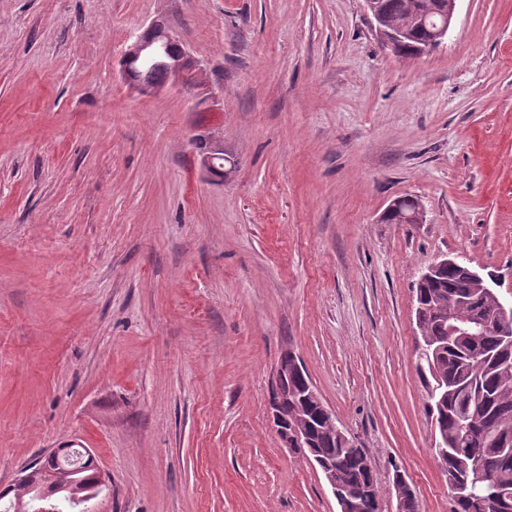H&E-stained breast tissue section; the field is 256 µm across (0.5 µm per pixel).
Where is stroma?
I'll list each match as a JSON object with an SVG mask.
<instances>
[{
  "label": "stroma",
  "instance_id": "obj_1",
  "mask_svg": "<svg viewBox=\"0 0 512 512\" xmlns=\"http://www.w3.org/2000/svg\"><path fill=\"white\" fill-rule=\"evenodd\" d=\"M157 20L203 85L123 78ZM447 256L512 300V0L411 59L362 0H0V490L75 443L94 512H337L269 412L292 351L383 512L397 471L451 512L413 311Z\"/></svg>",
  "mask_w": 512,
  "mask_h": 512
}]
</instances>
